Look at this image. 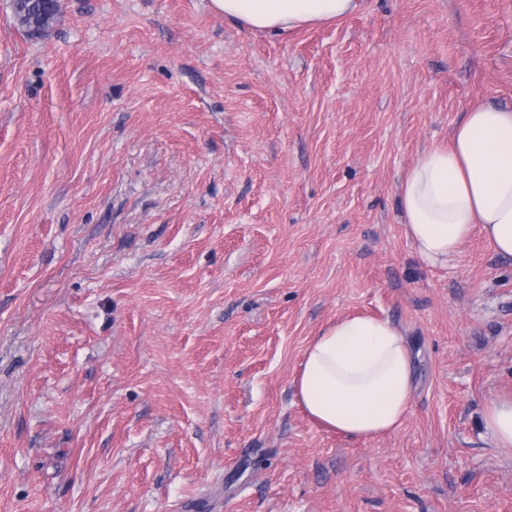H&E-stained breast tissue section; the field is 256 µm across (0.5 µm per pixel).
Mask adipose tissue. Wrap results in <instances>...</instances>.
I'll use <instances>...</instances> for the list:
<instances>
[{
	"label": "adipose tissue",
	"instance_id": "1",
	"mask_svg": "<svg viewBox=\"0 0 512 512\" xmlns=\"http://www.w3.org/2000/svg\"><path fill=\"white\" fill-rule=\"evenodd\" d=\"M243 26L290 34L357 12L360 0H210ZM402 221L418 258L431 267L460 254L474 229L512 258V108L477 105L448 143L420 154L399 185ZM414 353L403 332L371 316L330 324L306 346L295 390L319 426L350 439L390 433L406 420L414 390Z\"/></svg>",
	"mask_w": 512,
	"mask_h": 512
}]
</instances>
